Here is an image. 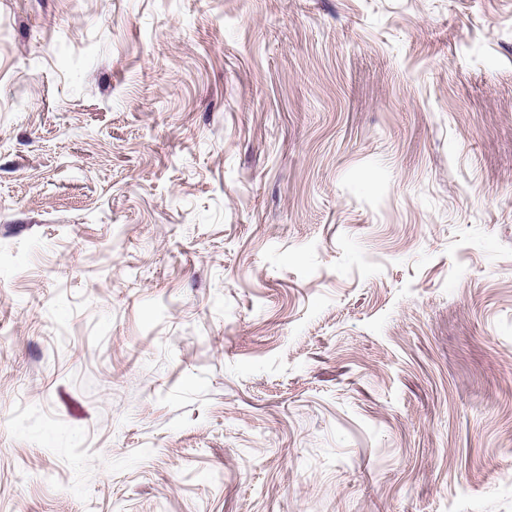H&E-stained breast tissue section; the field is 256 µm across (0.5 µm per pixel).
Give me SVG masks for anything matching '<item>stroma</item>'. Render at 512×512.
<instances>
[{"label":"stroma","instance_id":"1","mask_svg":"<svg viewBox=\"0 0 512 512\" xmlns=\"http://www.w3.org/2000/svg\"><path fill=\"white\" fill-rule=\"evenodd\" d=\"M0 512H512V0H0Z\"/></svg>","mask_w":512,"mask_h":512}]
</instances>
